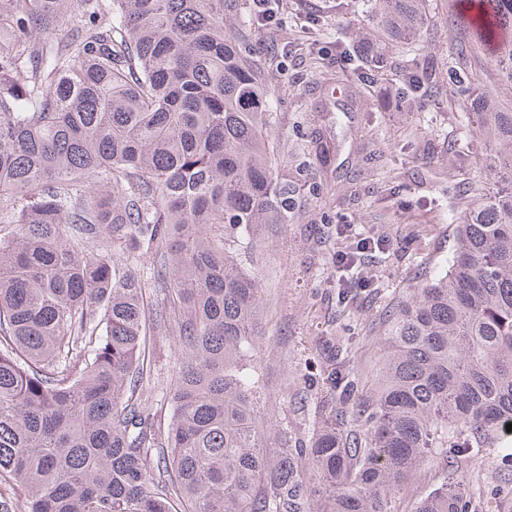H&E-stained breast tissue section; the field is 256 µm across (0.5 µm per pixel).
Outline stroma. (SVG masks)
Wrapping results in <instances>:
<instances>
[{
	"label": "stroma",
	"mask_w": 512,
	"mask_h": 512,
	"mask_svg": "<svg viewBox=\"0 0 512 512\" xmlns=\"http://www.w3.org/2000/svg\"><path fill=\"white\" fill-rule=\"evenodd\" d=\"M271 25L258 24L253 0H236L226 29L246 36L272 107L267 134L296 191L287 223L266 225L238 248L261 286L258 339L243 372L270 449L308 440L319 417L335 412L327 384L354 370L360 392L373 395L385 354L383 313L419 282L443 274L456 246L455 225L472 206L459 186L498 184L495 147L461 104L430 107L429 97L397 98L405 74L432 66L448 92V62L465 29L461 0H429L428 20L410 44L383 37L358 0H278ZM382 53L381 71H366L360 54ZM472 81L503 107L512 85L499 81L497 56L480 51ZM388 241L365 263L367 288L341 293L336 255L358 238ZM148 357L157 395L180 363L175 333L157 337ZM512 479V454L490 443L459 470L426 464L387 504L415 512L422 496L465 481L477 512H505L497 490Z\"/></svg>",
	"instance_id": "1"
}]
</instances>
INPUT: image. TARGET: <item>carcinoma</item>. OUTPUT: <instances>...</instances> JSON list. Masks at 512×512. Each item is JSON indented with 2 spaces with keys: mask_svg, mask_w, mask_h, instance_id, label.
Segmentation results:
<instances>
[{
  "mask_svg": "<svg viewBox=\"0 0 512 512\" xmlns=\"http://www.w3.org/2000/svg\"><path fill=\"white\" fill-rule=\"evenodd\" d=\"M229 2L0 0V484L24 492L0 494V512H386L432 449L454 468L490 439L509 445L512 191L470 185L480 199L448 269L387 314L376 395L331 374L361 429L325 421L307 448H264L242 373L260 283L236 245L288 223L294 188L249 48L224 28ZM425 2L364 6L404 40ZM467 3L488 39L512 23V0ZM477 54L454 45L448 93L470 101L512 176V112L472 85ZM497 71L512 84V41ZM429 80L417 69L405 89ZM171 324L183 362L165 424L143 385ZM416 512L475 510L457 482Z\"/></svg>",
  "mask_w": 512,
  "mask_h": 512,
  "instance_id": "1",
  "label": "carcinoma"
}]
</instances>
